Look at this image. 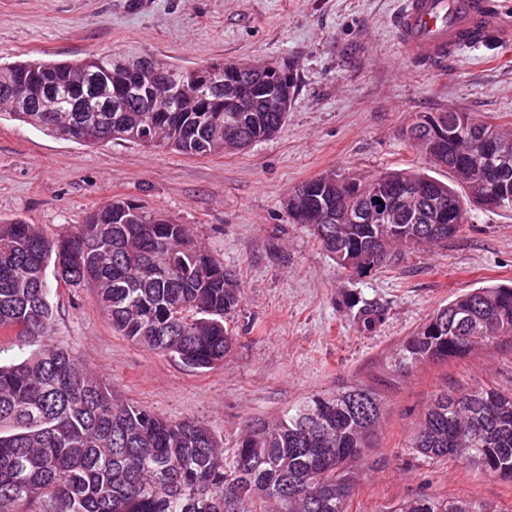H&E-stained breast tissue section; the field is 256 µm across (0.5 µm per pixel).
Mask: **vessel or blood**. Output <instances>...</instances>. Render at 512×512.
<instances>
[{"instance_id":"vessel-or-blood-1","label":"vessel or blood","mask_w":512,"mask_h":512,"mask_svg":"<svg viewBox=\"0 0 512 512\" xmlns=\"http://www.w3.org/2000/svg\"><path fill=\"white\" fill-rule=\"evenodd\" d=\"M394 26L403 59L424 69L447 62L491 32L512 41V21L500 0H404Z\"/></svg>"}]
</instances>
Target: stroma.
Segmentation results:
<instances>
[{
  "label": "stroma",
  "instance_id": "obj_1",
  "mask_svg": "<svg viewBox=\"0 0 512 512\" xmlns=\"http://www.w3.org/2000/svg\"><path fill=\"white\" fill-rule=\"evenodd\" d=\"M399 0H0V64L75 60L109 49L191 68L208 60L291 70L295 93L282 129L244 151L187 157L115 141L54 139L0 116V224L46 236L73 231L88 212L130 198L188 225L238 279L237 337L223 364L196 370L117 333L86 286L53 284L49 341L127 402L171 420L202 421L232 445L245 420L276 419L313 392L365 382L382 414L347 512H391L422 495L468 496L512 512V483L448 458L403 448L432 395L486 385L512 391V343L481 346L407 375L385 366L429 315L472 289L512 284V213L469 207L466 233L405 251L389 266L346 277L286 199L329 170H416L445 182L405 141L413 116L467 112L512 129V43L463 48L433 70L411 67L397 43ZM378 301L388 318L358 332L345 300Z\"/></svg>",
  "mask_w": 512,
  "mask_h": 512
}]
</instances>
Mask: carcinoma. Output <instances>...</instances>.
Returning a JSON list of instances; mask_svg holds the SVG:
<instances>
[{"label": "carcinoma", "mask_w": 512, "mask_h": 512, "mask_svg": "<svg viewBox=\"0 0 512 512\" xmlns=\"http://www.w3.org/2000/svg\"><path fill=\"white\" fill-rule=\"evenodd\" d=\"M96 62L0 65V104L10 115L50 136L87 143L125 140L186 156L224 153V134L252 142L267 138L286 114L269 98L270 76L237 77L224 62L191 70L151 57L95 53ZM163 69L174 94L153 100L146 90L124 96L135 70ZM30 84L48 87L57 112L24 98ZM80 93L84 111L71 112ZM456 135L434 138L428 124L410 127L431 163L454 173L448 184L416 171L347 176L361 193L430 182L415 224L354 223L332 180L334 171L305 182L288 205L342 270L382 268L394 246L409 250L448 244L464 223L448 212L464 202L512 212L486 196L496 177L511 184L512 155L491 166L464 155L476 128L511 144L498 126L466 112ZM339 224L322 223L327 208ZM67 285L95 288L112 327L147 349L178 357L195 369L224 362L236 336L226 320L242 303L236 276L195 244L187 228L132 200L110 201L75 231L49 238L34 224H0V335L35 345L52 331L48 269ZM358 331L371 335L385 322L384 305L352 297L346 303ZM512 340V286L473 289L434 311L404 338L391 368L407 374L426 363L463 357L481 345ZM381 415L373 388L353 383L313 393L278 419H248L226 448L202 422L168 421L151 409L121 401L75 354L45 345L0 365V512H346L358 467ZM406 449L417 458H455L493 478L512 482V393L477 385L432 395ZM391 512H505L464 496L402 500Z\"/></svg>", "instance_id": "1"}]
</instances>
